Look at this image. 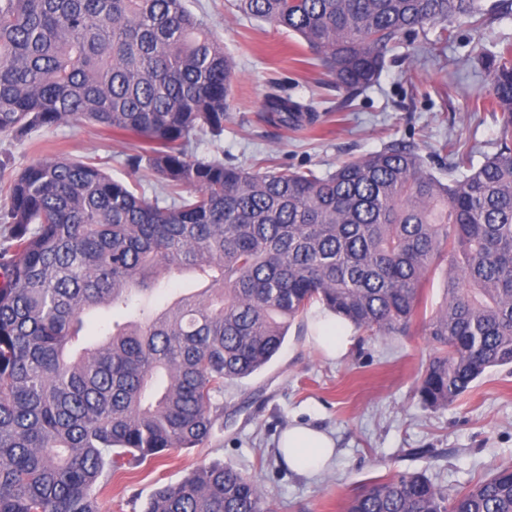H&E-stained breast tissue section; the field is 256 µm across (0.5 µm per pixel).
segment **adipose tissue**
I'll list each match as a JSON object with an SVG mask.
<instances>
[{
    "label": "adipose tissue",
    "mask_w": 512,
    "mask_h": 512,
    "mask_svg": "<svg viewBox=\"0 0 512 512\" xmlns=\"http://www.w3.org/2000/svg\"><path fill=\"white\" fill-rule=\"evenodd\" d=\"M313 341L334 359L342 358L351 343L349 324L324 312L314 313L309 319ZM280 451L289 467L299 474L316 476L330 464L334 441L320 429L307 425H293L286 429L279 441Z\"/></svg>",
    "instance_id": "ef3b65f1"
}]
</instances>
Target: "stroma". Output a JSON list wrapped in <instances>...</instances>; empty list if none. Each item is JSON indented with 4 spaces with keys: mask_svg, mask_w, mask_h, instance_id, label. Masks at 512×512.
Wrapping results in <instances>:
<instances>
[{
    "mask_svg": "<svg viewBox=\"0 0 512 512\" xmlns=\"http://www.w3.org/2000/svg\"><path fill=\"white\" fill-rule=\"evenodd\" d=\"M187 6L207 19L239 70L224 133L201 136L197 157L324 176L344 161L406 143L418 148L428 171L444 179L448 161L438 152L445 141L464 143L476 167L496 150L498 114L472 109L473 95L487 94L490 77L469 59L467 20L456 22L455 39L439 44L435 59H419L416 45H401L377 83L350 100L296 34L234 15L227 0H187ZM274 81L314 106L315 127L285 129L263 121L261 104ZM61 150L104 163L114 179L123 180L125 158L134 148L86 123L37 128L21 141L0 135V160L17 165ZM309 334L306 321L295 322L265 367L225 384L224 418L208 445L113 476L101 497L102 512H142L157 488L214 459L254 475L275 512H343L345 500L361 486L398 471L425 473L454 490L487 477L495 465L512 464V369H488L457 402L432 411L415 394L432 353L420 331L353 332L339 361L328 360ZM301 423L336 443L332 468L322 476L296 473L279 453L284 428Z\"/></svg>",
    "mask_w": 512,
    "mask_h": 512,
    "instance_id": "1",
    "label": "stroma"
}]
</instances>
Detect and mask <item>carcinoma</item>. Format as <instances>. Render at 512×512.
I'll return each instance as SVG.
<instances>
[{
    "label": "carcinoma",
    "mask_w": 512,
    "mask_h": 512,
    "mask_svg": "<svg viewBox=\"0 0 512 512\" xmlns=\"http://www.w3.org/2000/svg\"><path fill=\"white\" fill-rule=\"evenodd\" d=\"M300 36L352 100L387 56L460 18L512 15V0H230ZM478 107L500 115L475 171L452 142L448 182L394 143L330 175L249 171L196 157L220 136L236 64L186 0H0V134L88 121L138 142L135 181L63 153L0 161V512H101L114 472L203 447L224 383L259 370L315 303L354 328L406 333L428 276L444 298L423 323L438 354L422 404H453L512 365V43L478 57ZM265 122L297 128L310 107L275 87ZM207 282L160 305L158 279ZM143 512H275L256 479L201 464ZM345 512H512V465L456 490L421 472L372 481Z\"/></svg>",
    "instance_id": "carcinoma-1"
}]
</instances>
